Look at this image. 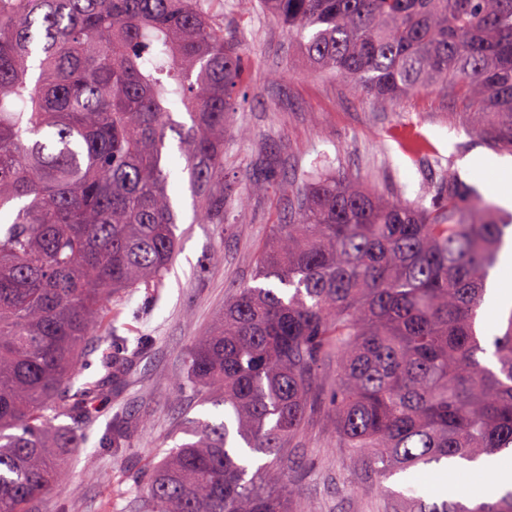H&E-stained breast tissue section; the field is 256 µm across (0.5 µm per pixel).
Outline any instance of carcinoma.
<instances>
[{"label":"carcinoma","mask_w":512,"mask_h":512,"mask_svg":"<svg viewBox=\"0 0 512 512\" xmlns=\"http://www.w3.org/2000/svg\"><path fill=\"white\" fill-rule=\"evenodd\" d=\"M221 3L0 0V512H34L93 401L119 391V354L103 353L105 375L78 389L77 365L99 348L112 292L163 286L178 250L174 182L188 175L199 224L248 205L224 183L246 64L224 40ZM241 3L354 92L454 84L486 116L471 135L512 153V0ZM290 191L254 284L187 355V383L222 419L181 423L136 512H309L283 449L329 361L336 436L379 479L512 449V309L501 333L480 328L512 223L445 169L427 206L319 169ZM129 425L115 415L107 447H126ZM384 492L405 512H512V491L471 506Z\"/></svg>","instance_id":"carcinoma-1"}]
</instances>
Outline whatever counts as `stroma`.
<instances>
[{
    "label": "stroma",
    "mask_w": 512,
    "mask_h": 512,
    "mask_svg": "<svg viewBox=\"0 0 512 512\" xmlns=\"http://www.w3.org/2000/svg\"><path fill=\"white\" fill-rule=\"evenodd\" d=\"M224 36L239 44L248 70L232 123L224 137V179L247 182L245 210L228 224L193 221L188 182L178 189L179 249L163 287L119 293L103 326L113 349L130 356L119 393L99 400L84 439L68 456L61 484L44 495L36 512H133L151 463L174 445L186 417H208L193 389H179L186 356L235 290L251 283L273 225L287 222L289 186L299 184L314 163L354 178L390 198L415 199L440 167L456 171L494 200L497 180L477 166L488 149L471 137L477 113L463 108L456 87L391 100L353 93L339 76L309 73L290 50L288 33L243 6L224 10ZM247 136H240V129ZM134 420L127 448L108 452L100 439L113 415ZM290 480L302 488L310 512H392L385 486L336 437L328 405L312 411L302 435L285 455ZM428 503L473 496L488 499L490 472L463 466L452 474L420 471Z\"/></svg>",
    "instance_id": "obj_1"
}]
</instances>
